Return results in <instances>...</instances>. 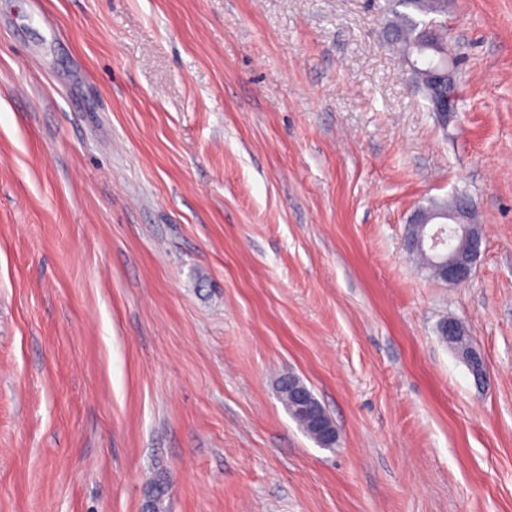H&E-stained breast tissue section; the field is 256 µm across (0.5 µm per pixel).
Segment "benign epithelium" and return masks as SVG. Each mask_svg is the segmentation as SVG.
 Wrapping results in <instances>:
<instances>
[{
	"label": "benign epithelium",
	"instance_id": "1",
	"mask_svg": "<svg viewBox=\"0 0 512 512\" xmlns=\"http://www.w3.org/2000/svg\"><path fill=\"white\" fill-rule=\"evenodd\" d=\"M458 95L452 93L449 86L439 81L434 88V111L443 120H448V113L456 111ZM470 202L460 199L455 208L442 214L414 215L412 223L427 227L426 235L408 238L404 241L405 251L409 254L416 250H425L431 257L432 265L438 279L456 286L471 282L474 263L481 253L484 242L483 229L467 217ZM459 230L460 238L466 244V254L444 247L442 234L445 227Z\"/></svg>",
	"mask_w": 512,
	"mask_h": 512
}]
</instances>
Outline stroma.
I'll return each mask as SVG.
<instances>
[{
    "label": "stroma",
    "mask_w": 512,
    "mask_h": 512,
    "mask_svg": "<svg viewBox=\"0 0 512 512\" xmlns=\"http://www.w3.org/2000/svg\"><path fill=\"white\" fill-rule=\"evenodd\" d=\"M381 2L0 0V512H512V0L444 122ZM458 192L466 287L402 249ZM462 336L456 335L455 324L452 320H448V324L444 323L442 325L443 332L448 335H442L440 333V338L448 343L454 351L468 364L470 365V360L472 353L475 352L473 348L470 336H468L465 328L460 325ZM448 336H454L452 338H448ZM288 381L294 382L295 384L302 387L306 391L309 401L313 408V414H314L315 419L319 416L324 415L325 421L334 423L333 420L328 415V413L326 412L325 408L321 405V403L315 397V395L313 394L311 389H309L299 378H297L293 375H288V376L282 377L278 381V384H277V392H278L279 399L281 400V402L283 403V405L286 407L287 410H288V388L281 389V386L284 383H287ZM298 381L300 382V384H298ZM290 398L292 400L293 405L297 407V411L304 413V414L308 412V410L310 408V403H309L308 399L306 398V396L302 392L293 391L290 395Z\"/></svg>",
    "instance_id": "stroma-1"
}]
</instances>
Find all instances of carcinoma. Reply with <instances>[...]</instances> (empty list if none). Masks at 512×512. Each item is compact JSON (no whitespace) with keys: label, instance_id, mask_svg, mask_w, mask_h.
<instances>
[{"label":"carcinoma","instance_id":"obj_1","mask_svg":"<svg viewBox=\"0 0 512 512\" xmlns=\"http://www.w3.org/2000/svg\"><path fill=\"white\" fill-rule=\"evenodd\" d=\"M388 14L391 18L385 28L396 33L392 45L407 67L408 81L425 102L427 110H432V91L428 72L435 69L436 62L446 58L448 46V29L445 17L448 14V0H386ZM441 339L448 343L465 361L470 362L475 352L467 331L452 338L443 335ZM313 415L296 417L298 426L316 442L324 437L318 433L314 419L325 416L330 420L325 408L315 397L311 389L306 388ZM153 512H165L167 483L161 477H156L150 483Z\"/></svg>","mask_w":512,"mask_h":512}]
</instances>
